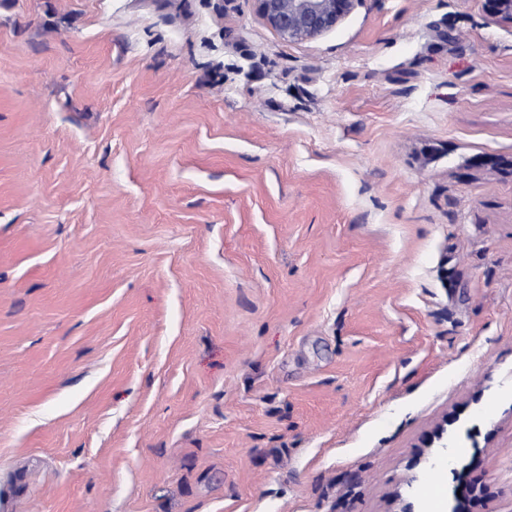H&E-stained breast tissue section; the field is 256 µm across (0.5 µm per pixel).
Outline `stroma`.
<instances>
[{
  "mask_svg": "<svg viewBox=\"0 0 512 512\" xmlns=\"http://www.w3.org/2000/svg\"><path fill=\"white\" fill-rule=\"evenodd\" d=\"M512 512V21L0 0V512ZM257 13L283 40L299 41L336 28L356 0H254ZM445 433L447 434V430L441 428L434 437L438 443V446L435 447L439 448L437 455L431 459L429 457H423L425 462H428L431 469L439 467L444 463H448L449 466L453 461V441H448V435H446V439H444Z\"/></svg>",
  "mask_w": 512,
  "mask_h": 512,
  "instance_id": "obj_1",
  "label": "stroma"
}]
</instances>
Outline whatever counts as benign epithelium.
Segmentation results:
<instances>
[{
  "label": "benign epithelium",
  "mask_w": 512,
  "mask_h": 512,
  "mask_svg": "<svg viewBox=\"0 0 512 512\" xmlns=\"http://www.w3.org/2000/svg\"><path fill=\"white\" fill-rule=\"evenodd\" d=\"M257 13L282 39L299 41L336 28L356 0H255ZM447 430L435 435L437 455L426 459L430 468L453 461V442L444 439Z\"/></svg>",
  "instance_id": "7a95c632"
}]
</instances>
